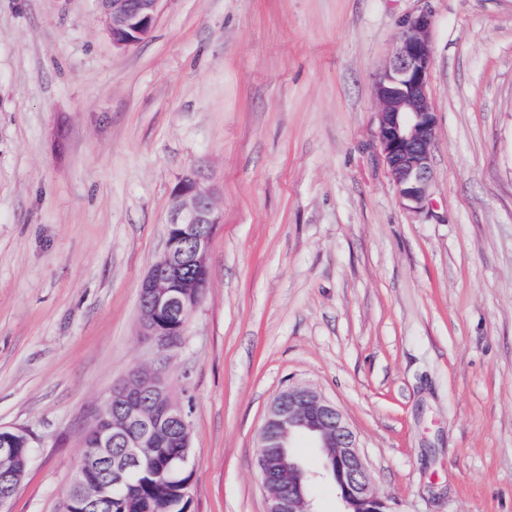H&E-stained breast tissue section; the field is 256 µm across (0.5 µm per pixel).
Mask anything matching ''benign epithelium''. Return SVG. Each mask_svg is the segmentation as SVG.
Segmentation results:
<instances>
[{
  "label": "benign epithelium",
  "mask_w": 512,
  "mask_h": 512,
  "mask_svg": "<svg viewBox=\"0 0 512 512\" xmlns=\"http://www.w3.org/2000/svg\"><path fill=\"white\" fill-rule=\"evenodd\" d=\"M162 0H106L104 20L118 48L134 46L147 38L155 24ZM432 16L423 11L402 24L394 52L380 73L374 88L377 104V140L388 173L396 187L399 204L420 214L429 204L433 175L432 145L435 139L436 112L429 95L433 64L430 34ZM220 223L210 189L202 174H185L172 191V208L162 255L143 279L139 311L141 335L172 342L182 330L168 331L159 326L162 318L190 314L201 297L189 290L190 284L175 286L187 267L208 271V256ZM160 377L147 375L139 382L122 383L125 419L110 421L99 412L88 432L95 438L93 452L81 463L79 475L88 479L99 464L113 461L112 480L100 487L101 502L109 501V488L124 485L134 489L133 478L142 464L141 450L151 447L159 434L176 424L185 435L189 423L184 411L162 388ZM152 391L163 402L160 412L148 413L138 403L139 394ZM132 425L136 436L131 451L120 460H112V440L119 430ZM308 433L327 459V469L334 475L343 512H392L389 503L374 489L368 468L359 451L356 434L335 404L316 389L290 384L272 402L259 434L258 450L278 455L273 481L263 482L266 512H312L306 493L308 474L284 449L292 447L293 438Z\"/></svg>",
  "instance_id": "1"
}]
</instances>
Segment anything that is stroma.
<instances>
[{"instance_id":"obj_1","label":"stroma","mask_w":512,"mask_h":512,"mask_svg":"<svg viewBox=\"0 0 512 512\" xmlns=\"http://www.w3.org/2000/svg\"><path fill=\"white\" fill-rule=\"evenodd\" d=\"M433 16L427 211L399 204L374 84ZM222 221L199 306L141 336L171 192ZM188 416L190 512H265L260 430L292 382L344 413L394 512H512V0H162L113 47L98 0H0V512H60L130 372ZM313 512H342L310 439Z\"/></svg>"}]
</instances>
